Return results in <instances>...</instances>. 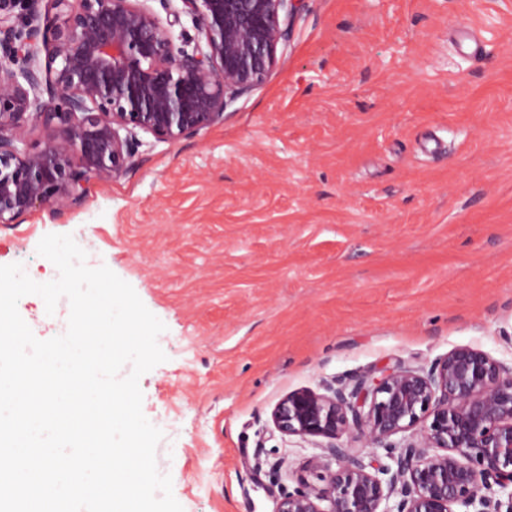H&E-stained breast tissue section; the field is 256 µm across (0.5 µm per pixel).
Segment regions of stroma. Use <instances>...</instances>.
Returning <instances> with one entry per match:
<instances>
[{
  "instance_id": "obj_1",
  "label": "stroma",
  "mask_w": 512,
  "mask_h": 512,
  "mask_svg": "<svg viewBox=\"0 0 512 512\" xmlns=\"http://www.w3.org/2000/svg\"><path fill=\"white\" fill-rule=\"evenodd\" d=\"M277 56L223 125L144 135L138 171L0 224V265L51 281L37 245L72 235L165 323L142 409L184 512L319 484L271 421L289 392L460 345L512 358V0H306ZM18 311L45 340L70 305Z\"/></svg>"
}]
</instances>
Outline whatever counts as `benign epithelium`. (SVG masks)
Listing matches in <instances>:
<instances>
[{
  "instance_id": "1",
  "label": "benign epithelium",
  "mask_w": 512,
  "mask_h": 512,
  "mask_svg": "<svg viewBox=\"0 0 512 512\" xmlns=\"http://www.w3.org/2000/svg\"><path fill=\"white\" fill-rule=\"evenodd\" d=\"M41 2L0 0V224L137 170L141 131L168 142L224 123L277 66L305 0H160L164 18L149 0ZM29 124L47 133L38 152ZM271 420L320 448L321 484L299 480L275 512H512V363L481 349L295 390ZM345 438L385 458L366 463Z\"/></svg>"
}]
</instances>
